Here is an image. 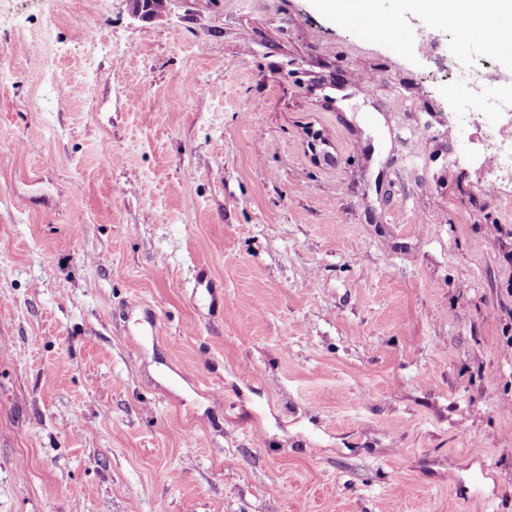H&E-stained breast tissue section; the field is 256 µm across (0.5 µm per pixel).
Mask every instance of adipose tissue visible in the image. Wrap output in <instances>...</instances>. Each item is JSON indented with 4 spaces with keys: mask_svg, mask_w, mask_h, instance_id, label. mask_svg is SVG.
<instances>
[{
    "mask_svg": "<svg viewBox=\"0 0 512 512\" xmlns=\"http://www.w3.org/2000/svg\"><path fill=\"white\" fill-rule=\"evenodd\" d=\"M417 8L450 23L470 18L490 31L485 47L512 49V0H417Z\"/></svg>",
    "mask_w": 512,
    "mask_h": 512,
    "instance_id": "adipose-tissue-1",
    "label": "adipose tissue"
}]
</instances>
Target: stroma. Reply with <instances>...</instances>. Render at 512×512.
Returning a JSON list of instances; mask_svg holds the SVG:
<instances>
[{"label": "stroma", "mask_w": 512, "mask_h": 512, "mask_svg": "<svg viewBox=\"0 0 512 512\" xmlns=\"http://www.w3.org/2000/svg\"><path fill=\"white\" fill-rule=\"evenodd\" d=\"M321 3L0 0V512H512V58ZM366 4L365 9L374 13L372 0H363ZM371 13H364L360 15H351V24L366 38L370 40L381 39L388 29L393 27L391 21L384 17L373 15ZM512 98L511 94H505L502 92L501 96L498 97L497 101L491 105L485 112H482L481 121L476 120V123H485L488 121L494 122L495 119L502 121L505 116H508V120L502 123V129H508L512 123ZM485 167L499 182L504 194L512 190V137L509 133H504L497 143L488 147Z\"/></svg>", "instance_id": "obj_1"}]
</instances>
